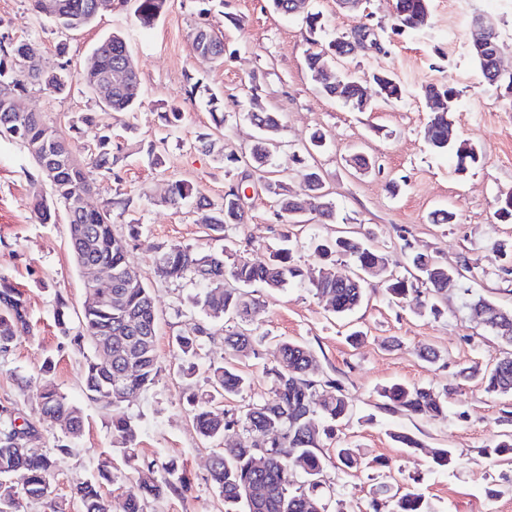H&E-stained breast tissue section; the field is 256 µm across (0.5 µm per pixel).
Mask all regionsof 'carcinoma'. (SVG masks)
Returning <instances> with one entry per match:
<instances>
[{
	"instance_id": "obj_1",
	"label": "carcinoma",
	"mask_w": 512,
	"mask_h": 512,
	"mask_svg": "<svg viewBox=\"0 0 512 512\" xmlns=\"http://www.w3.org/2000/svg\"><path fill=\"white\" fill-rule=\"evenodd\" d=\"M96 0H58V14L52 22L66 30L72 29L75 19L79 27L88 25L97 15L93 10ZM169 0H134V15L143 28H149L161 16ZM429 0H395V6L406 12L412 21L407 29L404 23L393 19L392 30L398 34L416 33L428 24L429 14L424 6ZM204 30L209 35V52L200 50L196 40H191L194 55L215 65L224 64L227 57L223 36L207 24L199 22L193 32ZM29 40H14L0 35V139L10 138L21 142L40 173L50 167L56 171L55 180L49 182L50 194L36 193L32 198V212L41 224L56 222V210L69 208L84 196L92 193L95 175L118 178L115 167L120 161L121 146L112 144V137L96 127L95 117L86 114L80 122L94 130V153L87 160L78 158L77 148L61 130L48 123L39 112H16L11 101L21 96L27 87L34 85L51 95H61L70 90L74 79L83 75L73 74L65 65L55 69L28 68L24 53ZM96 67L110 73L123 61L132 59L124 38L114 34L103 39L94 50ZM306 66L311 80L327 97H336V64L325 68L320 52L306 56ZM381 86L382 97L387 102L399 101L403 87L389 73L373 75ZM126 89L112 93V98L101 111L125 113L132 111L139 102L141 75L137 66H124ZM345 105L358 110L365 95L364 84L347 79ZM423 93L428 98L444 97V102L431 111L423 136L429 147L439 153L458 152V147L448 142V118L455 112L459 92L447 86L427 85ZM246 118L263 129V139L257 140L249 150V167L262 181L268 180L271 157L265 140L276 139L282 126V116L259 104L246 112ZM196 198V208L207 210L209 228L223 235L230 227L246 223V212L234 211L227 202L217 206L203 195H195L192 185L176 180L168 188L165 203L179 211L190 198ZM312 212L320 221L336 220L333 204L324 197L313 198ZM68 241L78 269L85 264H97L112 269V294L100 295L84 302L78 318L75 339L95 343L99 336H117L112 343V364L98 357L86 360L84 365V392L101 403L112 414V433L123 449L132 454L137 429L126 414L124 405L157 381L161 372L156 336L158 316L150 288L143 284L125 285L123 274L127 269V240L113 228L108 211L94 208L73 211L67 219ZM334 253L353 258L359 276L352 280L336 278V269L323 266L318 270L303 269L293 263L288 249L278 250L265 264L251 261L247 251L200 252L191 247L172 245L155 258V268L165 279L187 277L203 285L202 291L190 299L200 315L186 334L177 337L176 344L187 361L184 374L191 377L196 372L193 359L203 342L214 339L217 331L213 323L222 319L236 325L225 330L224 353L230 361L211 365L208 381L212 388L209 398H189L192 424L198 434L209 441H218L224 432L237 427L245 432L232 453L218 452L211 457L210 476L224 499V512H325L319 489L325 483L328 468L343 472L358 471L364 467L359 449L340 446L335 456L320 452V442L335 434L336 423L351 412L350 398L344 389L331 379L318 380L309 376L312 363L310 350L294 341H283L278 348L276 364L271 373L275 388L269 398L252 403L240 414L213 410L217 398L236 396L249 385L246 374L237 369L231 359L258 354V341L253 327L258 325L262 306L245 292V288L260 285L279 289L292 280L307 283L318 296L327 297L328 310L345 316L357 309L366 293V279L371 272L386 275L387 292L396 300H405L438 314L435 300L448 294V289L458 285V272L448 268L434 257L416 253L411 263L418 276L410 280L392 274L386 252L368 245L363 239L348 236L336 239ZM425 284L421 288L417 283ZM472 313L481 316L484 328L512 347V309L483 297L468 302ZM504 309L511 318L499 322L488 321L486 312ZM29 331L23 294L6 276H0V352L9 350L15 338ZM135 354L138 364L125 370L129 354ZM469 376L480 378L488 393L512 394V353L500 357L492 366L470 368ZM380 396L387 405L408 415L446 417L447 397L421 386L393 384L381 389ZM41 413L61 423L67 441L78 439L84 427L81 408L50 380L39 394ZM33 430L29 423L16 425V419L7 417L0 422V512H20V500H42L50 492V477L54 461L38 448L27 444V434ZM487 458L511 457L512 435L481 450ZM22 471L27 479L22 487L3 480V477ZM164 476L158 483L143 484L140 494L131 495L125 503V512H146L148 504L161 499L167 492L186 487L183 472L174 461L163 466ZM97 481H84L75 486V496L82 512H109V505L101 494V484L112 482V463L102 462ZM376 498L371 501L372 512H431L423 496L415 491L400 493L393 489L392 476L385 472L376 476Z\"/></svg>"
}]
</instances>
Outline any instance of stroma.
Returning <instances> with one entry per match:
<instances>
[{"mask_svg": "<svg viewBox=\"0 0 512 512\" xmlns=\"http://www.w3.org/2000/svg\"><path fill=\"white\" fill-rule=\"evenodd\" d=\"M313 4L330 31L348 32L370 23L376 47L355 48L344 66L367 86L374 73H392L405 89L402 100L387 103L377 98L367 111L358 112L319 92L305 66L310 44L302 16L281 15L269 0H224L207 14L210 27L223 35L230 52L218 66L192 54L190 33L197 14L191 0H170L147 30L136 21L132 4L116 2L75 31L37 20L29 0H0V34L33 39L44 67L64 63L70 70H83L97 44L117 33L139 68L141 103L131 112L100 111L98 94L78 81L68 95L51 96L32 88L21 102L65 130L80 113H96L100 125L121 144L119 179L97 178L89 205L108 210L118 234L138 230L137 238H130L128 266L154 298L161 365L157 382L125 406L138 429V458L127 460L113 440L109 412L83 393L82 368L94 353L92 345L63 335L55 324L57 297L66 299L74 320L85 301L66 220L35 221L30 197L36 191L48 192L49 186L19 144L0 139V275L8 276L23 293L30 324L29 333L0 353V409L34 426L32 447L53 452L61 430L43 418L37 403L41 367L50 360L55 365L53 382L82 408L85 422L72 454L56 460L48 498L23 502L21 512H81L73 487L93 479L106 458L112 462L113 481L103 485L102 493L110 512H124L127 496L138 492L141 484L159 480L171 459L183 470L188 485L150 503L147 512H224V499L210 477V459L216 449L236 447L242 433L226 432L217 444L204 441L186 403L189 392L208 390L207 368L223 362L224 343H206L194 380L182 377L175 338L194 321L189 299L201 287L190 279L160 278L154 257L173 244L202 251L235 245L246 249L253 262L263 263L287 232L295 262L314 268L320 263L319 242L353 231L384 250L399 275L411 272L410 257L417 252L458 269L457 287L438 301L439 316L419 314L417 307L392 300L381 277L370 280L364 303L344 318L331 313L326 299L307 284L294 281L276 291L251 287V294L265 304L256 330L260 353L236 360L250 385L215 403V410L237 413L269 398L274 389L270 369L279 342H300L313 355L311 376L337 379L352 404V415L340 424L336 437L322 441L323 454L333 455L341 443L360 449L371 462L348 474L332 468L326 472L331 498L344 500L348 512H370L374 477L383 462L399 486L423 494L432 512H512V487L502 486L493 498L486 494L491 480L511 470L512 464L480 455L482 448L512 434V396L488 394L461 374L470 365L491 364L504 350L466 307L465 294L512 307V276L504 272L512 265V224L495 214L497 199L512 194V100L482 83L469 53L470 28L463 19L481 15L496 23L506 44L501 64L512 69V0H466L460 10L452 8L451 0H430L429 26L412 35L393 32L392 0H368L362 13L338 10L336 0ZM236 17L241 20L237 26L232 23ZM61 43L67 46L63 57L57 54ZM254 76L260 80L255 93L249 84ZM192 78L201 80L202 88L189 100L184 89ZM429 83L460 93L452 116L453 139L482 152L480 163L466 172H457L454 154L435 153L422 138L430 109L421 88ZM213 95L224 113L220 130L210 113ZM254 98L283 117L274 165L286 176L290 194L301 197L306 192L295 162L296 157L306 158L324 177L338 223L324 224L307 213L301 224L285 226L270 198L253 190L245 204L247 223L224 239L203 224L202 211H177L165 204L176 180L188 181L213 203L222 202L228 186L248 169L243 155L256 130L244 114ZM173 106L183 115L171 126L164 114ZM315 132L322 134L323 145L314 151L310 137ZM205 136L214 141L212 150L201 148L199 140ZM357 151L373 160L368 173L350 166L349 158ZM440 210L455 212V222L432 223L431 214ZM354 331L362 332L360 342L350 341ZM423 347L435 349L436 363L419 357ZM393 383L448 393L447 418L390 409L379 391ZM399 433L417 440V447L396 441ZM437 448L452 451L458 461L455 469L433 467L431 453Z\"/></svg>", "mask_w": 512, "mask_h": 512, "instance_id": "obj_1", "label": "stroma"}]
</instances>
